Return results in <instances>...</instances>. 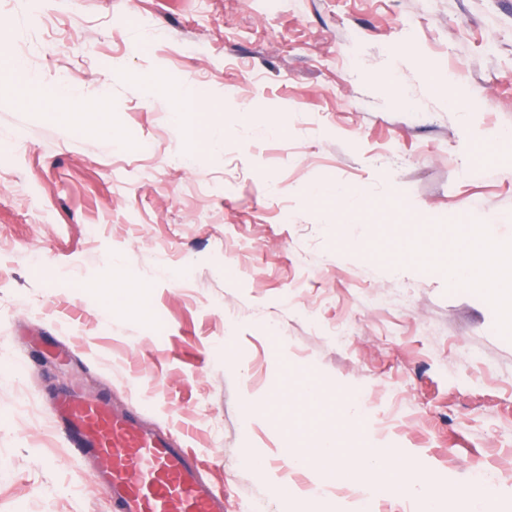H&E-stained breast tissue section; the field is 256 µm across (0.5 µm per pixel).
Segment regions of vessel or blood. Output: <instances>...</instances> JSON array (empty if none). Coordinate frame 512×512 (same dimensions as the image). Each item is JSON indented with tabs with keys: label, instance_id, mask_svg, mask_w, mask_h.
I'll return each instance as SVG.
<instances>
[{
	"label": "vessel or blood",
	"instance_id": "b4317fda",
	"mask_svg": "<svg viewBox=\"0 0 512 512\" xmlns=\"http://www.w3.org/2000/svg\"><path fill=\"white\" fill-rule=\"evenodd\" d=\"M51 415L73 464L98 462L91 477L113 512H224L223 500L197 479L196 464L167 433L143 430L133 415L67 394Z\"/></svg>",
	"mask_w": 512,
	"mask_h": 512
}]
</instances>
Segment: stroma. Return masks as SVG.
I'll use <instances>...</instances> for the list:
<instances>
[{"mask_svg": "<svg viewBox=\"0 0 512 512\" xmlns=\"http://www.w3.org/2000/svg\"><path fill=\"white\" fill-rule=\"evenodd\" d=\"M17 64L68 73L112 139L19 105ZM510 134L512 0H0V512H112L58 437L65 392L173 431L224 512H451L464 489L512 512V296L395 249L470 224L512 254ZM292 371L320 386L303 421L361 404L399 487L363 504L289 466L317 437L246 407Z\"/></svg>", "mask_w": 512, "mask_h": 512, "instance_id": "stroma-1", "label": "stroma"}]
</instances>
